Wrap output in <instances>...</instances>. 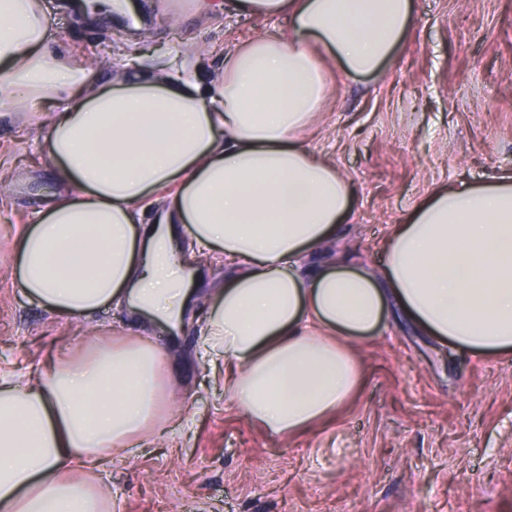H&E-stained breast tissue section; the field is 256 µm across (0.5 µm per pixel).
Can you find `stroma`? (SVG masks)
Returning a JSON list of instances; mask_svg holds the SVG:
<instances>
[{"label":"stroma","instance_id":"stroma-1","mask_svg":"<svg viewBox=\"0 0 512 512\" xmlns=\"http://www.w3.org/2000/svg\"><path fill=\"white\" fill-rule=\"evenodd\" d=\"M145 39L111 15L45 0L53 51L107 61V80L136 79L205 48L203 81L237 45L284 36L287 18L246 16L224 0H130ZM334 87L307 131L352 183L356 207L314 262L350 256L372 271L383 241L433 189L512 172V0H413L395 57L372 76L329 64ZM36 122L0 119V365L26 372L48 352L103 332L138 333L167 357L176 415L166 433L113 456L101 472L118 512H512V352L472 354L391 310L356 340L362 386L336 413L291 437L245 417L200 357L203 322L173 331L124 309L58 318L15 288L14 241L60 192Z\"/></svg>","mask_w":512,"mask_h":512}]
</instances>
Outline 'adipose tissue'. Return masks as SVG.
Here are the masks:
<instances>
[{
    "mask_svg": "<svg viewBox=\"0 0 512 512\" xmlns=\"http://www.w3.org/2000/svg\"><path fill=\"white\" fill-rule=\"evenodd\" d=\"M288 16L202 81L191 57L135 81L51 50L43 0H0V109L42 119L64 194L19 233L12 280L63 317L122 307L180 324L199 268L230 272L203 319L202 355L224 392L276 435L326 419L360 388L354 339L390 302L461 349L512 351V174L435 189L385 241L373 272L302 258L353 213L355 191L299 134L331 91L324 57L372 75L412 20V0H230ZM160 197L151 229L142 202ZM169 370L148 337L93 338L26 375L0 376V512H113L112 455L164 423Z\"/></svg>",
    "mask_w": 512,
    "mask_h": 512,
    "instance_id": "adipose-tissue-1",
    "label": "adipose tissue"
}]
</instances>
